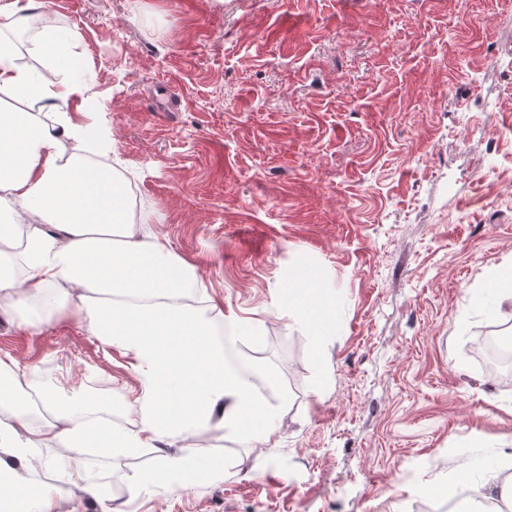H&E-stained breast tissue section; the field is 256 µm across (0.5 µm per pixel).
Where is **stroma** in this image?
Returning <instances> with one entry per match:
<instances>
[{
    "label": "stroma",
    "instance_id": "1",
    "mask_svg": "<svg viewBox=\"0 0 512 512\" xmlns=\"http://www.w3.org/2000/svg\"><path fill=\"white\" fill-rule=\"evenodd\" d=\"M73 68L31 54L105 161L194 267L192 305L252 319L230 356L276 380L269 442L213 425L191 443L221 469L132 496L180 441L59 445L28 480L56 512H444L469 482L512 475V380L470 354L489 282L512 267V0H42ZM496 176L485 179L487 170ZM308 268L337 298L322 342L277 294ZM0 362L60 402L111 404L137 430L141 374L67 310L30 335L0 312ZM119 492L87 496L86 483Z\"/></svg>",
    "mask_w": 512,
    "mask_h": 512
}]
</instances>
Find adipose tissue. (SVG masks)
I'll list each match as a JSON object with an SVG mask.
<instances>
[{
    "label": "adipose tissue",
    "instance_id": "obj_1",
    "mask_svg": "<svg viewBox=\"0 0 512 512\" xmlns=\"http://www.w3.org/2000/svg\"><path fill=\"white\" fill-rule=\"evenodd\" d=\"M15 59L13 42L0 35V91L28 105L0 112V201L12 204L0 211V311L17 312L18 328L34 335L68 304H77L94 335L141 363L143 388L135 400L138 431L101 421L92 401L60 406L49 390L37 400L55 422L43 426L28 420L30 398L15 372L0 370V401L10 400L13 408L10 417L0 418V510L22 501L28 512H55L50 488L23 476L31 468L25 449L46 439L63 449L66 464L57 474L63 481L72 479L83 449L133 452L163 438H188L215 421L231 435L269 441L277 409L256 396L227 355L232 336L249 332L250 323L221 325L184 303L202 281L166 239L149 232L157 215L143 211L129 218L114 169L64 150L63 138L74 137L78 127L60 108L76 85L55 89ZM56 110L57 126L42 121V113ZM312 283L310 272H291L282 310L318 339L329 332L336 308ZM210 468L189 450L137 475L131 491L177 484Z\"/></svg>",
    "mask_w": 512,
    "mask_h": 512
}]
</instances>
